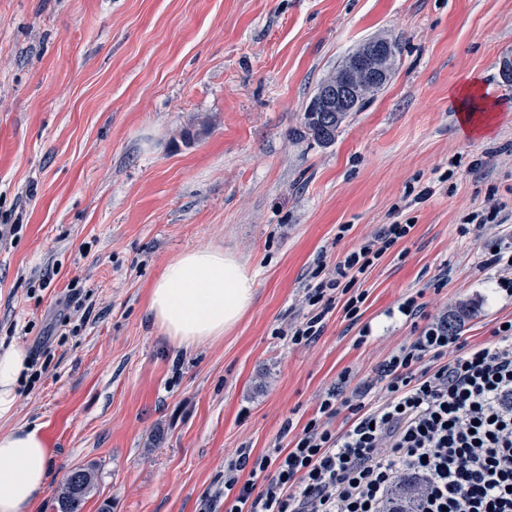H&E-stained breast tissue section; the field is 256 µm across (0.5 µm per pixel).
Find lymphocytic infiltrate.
Masks as SVG:
<instances>
[{"label":"lymphocytic infiltrate","mask_w":512,"mask_h":512,"mask_svg":"<svg viewBox=\"0 0 512 512\" xmlns=\"http://www.w3.org/2000/svg\"><path fill=\"white\" fill-rule=\"evenodd\" d=\"M412 227L384 224L306 294L311 311L283 334L315 342L335 297L358 322L357 284ZM365 405L331 391L292 447L236 449L224 462V512H381L404 472L423 476L419 512H512V320L472 344L442 317L379 365Z\"/></svg>","instance_id":"1"}]
</instances>
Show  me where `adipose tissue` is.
I'll return each mask as SVG.
<instances>
[{"instance_id":"1","label":"adipose tissue","mask_w":512,"mask_h":512,"mask_svg":"<svg viewBox=\"0 0 512 512\" xmlns=\"http://www.w3.org/2000/svg\"><path fill=\"white\" fill-rule=\"evenodd\" d=\"M254 299V277L239 259L219 248L193 249L165 266L150 289L148 313L171 342L189 347L231 331ZM28 370L24 348L0 350V420L14 416ZM49 464L40 426L0 429V512H32L45 491Z\"/></svg>"}]
</instances>
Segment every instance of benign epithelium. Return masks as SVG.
Returning <instances> with one entry per match:
<instances>
[{
    "label": "benign epithelium",
    "instance_id": "1",
    "mask_svg": "<svg viewBox=\"0 0 512 512\" xmlns=\"http://www.w3.org/2000/svg\"><path fill=\"white\" fill-rule=\"evenodd\" d=\"M383 42L363 49L349 71H340L317 92L318 109L322 112H345L351 97L365 94L373 82L386 76L382 65Z\"/></svg>",
    "mask_w": 512,
    "mask_h": 512
}]
</instances>
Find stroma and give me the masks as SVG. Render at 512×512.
I'll list each match as a JSON object with an SVG mask.
<instances>
[{"mask_svg": "<svg viewBox=\"0 0 512 512\" xmlns=\"http://www.w3.org/2000/svg\"><path fill=\"white\" fill-rule=\"evenodd\" d=\"M374 37L401 43L390 81L317 142L304 112L320 81ZM508 61L512 0H0V224L21 227L0 244V345L41 370L12 418L51 451L34 512H59L78 466L97 475L82 512H224L225 455L288 445L284 422L335 388L371 400L414 334L404 296L463 314L475 344L512 319L480 268L499 228L461 231L492 202L512 227ZM471 78L486 134L463 131L450 93ZM394 221L412 230L367 272L358 324L338 300L312 346L274 336L318 267ZM208 247L254 273L256 299L224 337L180 347L148 290Z\"/></svg>", "mask_w": 512, "mask_h": 512, "instance_id": "stroma-1", "label": "stroma"}]
</instances>
